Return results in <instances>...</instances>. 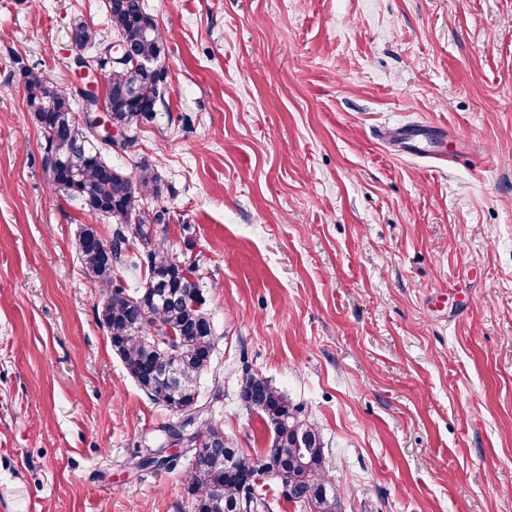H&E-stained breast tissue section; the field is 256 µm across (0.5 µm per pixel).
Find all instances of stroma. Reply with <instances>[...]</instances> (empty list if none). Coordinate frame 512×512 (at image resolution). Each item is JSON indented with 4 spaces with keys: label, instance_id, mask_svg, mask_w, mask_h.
Masks as SVG:
<instances>
[{
    "label": "stroma",
    "instance_id": "35a3bbf8",
    "mask_svg": "<svg viewBox=\"0 0 512 512\" xmlns=\"http://www.w3.org/2000/svg\"><path fill=\"white\" fill-rule=\"evenodd\" d=\"M169 94L136 142L214 330L206 414L271 434L243 368L324 436L342 512H512V0H145ZM104 0H0V512H191L136 469L178 416L127 374L49 184L21 66L68 86ZM401 124L466 138L403 157ZM70 32L72 37L77 43L71 42L72 48L77 52L76 56H80L87 63V67L79 72V75L86 76L87 70H94L96 68V60L91 56L84 55V48L87 47H103V43L106 40L94 26L89 25L85 21H74L70 26ZM82 47V48H80Z\"/></svg>",
    "mask_w": 512,
    "mask_h": 512
}]
</instances>
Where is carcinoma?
Segmentation results:
<instances>
[{
	"label": "carcinoma",
	"instance_id": "1",
	"mask_svg": "<svg viewBox=\"0 0 512 512\" xmlns=\"http://www.w3.org/2000/svg\"><path fill=\"white\" fill-rule=\"evenodd\" d=\"M112 32L132 61L103 64L101 100L76 86L59 87L39 69L22 67L29 112L43 135L41 163L53 189L92 214L113 220L112 237L103 239L87 224L78 237L79 260L103 288L98 319L112 349L139 388L180 415L162 427L165 439L147 450L137 468L173 470L189 461L186 488L194 512H273L264 486L253 476L264 456L277 471L278 496L297 512H341L340 491L328 476L319 429L301 419L287 395L267 378L246 368L238 384L242 403L271 428L270 445L252 454L239 448L221 424L205 421V430H183L201 418V379L211 368L214 334L205 313L206 295L196 280L198 265L180 260L167 245L165 213H147L144 201L161 193V179L150 164L128 172L105 160L92 133L93 117L72 108L82 96L103 104L112 126L128 141L155 120L166 105L167 72L159 64L164 39L144 0H105ZM78 46L101 47L105 38L85 21L70 26ZM182 451L167 455L164 448Z\"/></svg>",
	"mask_w": 512,
	"mask_h": 512
}]
</instances>
